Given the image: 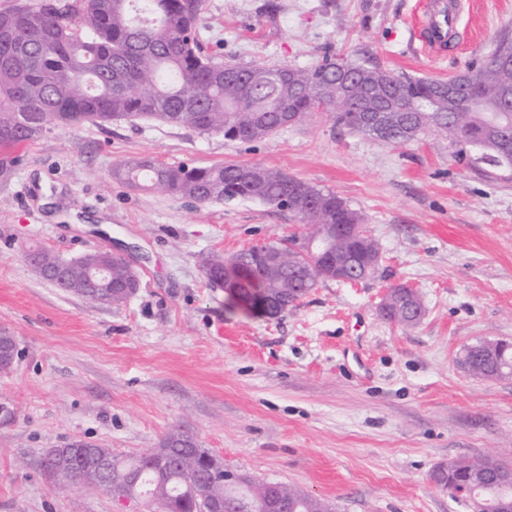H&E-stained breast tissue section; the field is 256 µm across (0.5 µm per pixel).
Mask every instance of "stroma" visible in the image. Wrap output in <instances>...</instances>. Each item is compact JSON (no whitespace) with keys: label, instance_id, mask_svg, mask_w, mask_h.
<instances>
[{"label":"stroma","instance_id":"35a3bbf8","mask_svg":"<svg viewBox=\"0 0 512 512\" xmlns=\"http://www.w3.org/2000/svg\"><path fill=\"white\" fill-rule=\"evenodd\" d=\"M418 0H203L213 61L308 68L324 55L445 80L512 36V0H467L448 54L416 53ZM0 174V330L19 359L0 373V512H147L40 467L84 439L114 454L190 435L226 470L283 483L334 512H471L431 480L456 458L512 468V378L465 372V347L512 341V171L458 160L429 133L389 146L315 112L258 142L115 121L51 124ZM259 164L336 193L378 243V274L326 281L275 319L231 305L206 261L301 226L253 200L199 204L113 179L121 162ZM119 248L140 272L122 306L40 278L26 254ZM416 289L402 327L379 306ZM386 312L381 314L388 321L396 322L402 326H413L419 321L416 313H423L424 306L419 293L411 288H391Z\"/></svg>","mask_w":512,"mask_h":512}]
</instances>
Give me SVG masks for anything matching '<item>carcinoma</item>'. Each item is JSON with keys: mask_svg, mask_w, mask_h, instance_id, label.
<instances>
[{"mask_svg": "<svg viewBox=\"0 0 512 512\" xmlns=\"http://www.w3.org/2000/svg\"><path fill=\"white\" fill-rule=\"evenodd\" d=\"M48 0H19L0 10V18L14 22L12 36L0 38V172L15 163L8 150L37 139L49 124L102 126L114 120L154 121L187 126L203 133L222 135L229 141L263 140L280 128V115L298 122L317 110L331 112L336 121L358 133L389 145L402 144L426 132L448 138L471 162L493 174L512 169V152L504 154L503 129L512 130V112H501L502 97L512 94V39L501 38L490 56L456 75L460 98L470 111L455 112L448 102H436L440 81L396 74L376 65L366 67L376 95L390 111L374 130L363 123L362 113L336 102L334 80L339 59L326 55L309 68H294L285 83L270 79L269 67H241L214 62L201 54L196 26L202 0H62L48 10ZM243 166H164L149 157L123 162L112 176L133 188L193 199L200 204L257 200L287 211L307 232L288 237L294 241L319 233L325 224H356L364 227L362 214L335 193L318 189L278 170L261 167L262 176L248 179ZM281 241L271 240L261 250L235 254L239 284L246 288L250 308L264 311L273 290L300 298L328 280L322 260L308 252H288L283 266L272 269L271 252ZM334 249L355 253L359 262L352 280L372 278L380 269L379 246L373 239L355 243L340 239ZM211 284L224 279V257L205 266ZM128 280L120 258L112 260L109 280L85 296L101 304L100 296ZM424 311L422 298L411 288L393 287L382 317L402 326L417 324ZM468 373L486 378L512 377V351L497 353L491 363L481 352L462 364ZM192 437L174 431L162 451L172 464L156 469L141 455L121 457L100 448L112 461V469L133 472L136 484L131 499H145L161 512H201L205 501L224 500L227 512H268L269 483L247 475L237 481L206 482L192 449ZM488 461H451L446 487L458 485L463 476L487 470ZM287 502L286 512H332L321 500L298 489L278 484ZM485 512H498L499 504L512 500V485L495 474L477 490Z\"/></svg>", "mask_w": 512, "mask_h": 512, "instance_id": "cac0c4a2", "label": "carcinoma"}]
</instances>
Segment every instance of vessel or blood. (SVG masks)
<instances>
[{
  "instance_id": "obj_1",
  "label": "vessel or blood",
  "mask_w": 512,
  "mask_h": 512,
  "mask_svg": "<svg viewBox=\"0 0 512 512\" xmlns=\"http://www.w3.org/2000/svg\"><path fill=\"white\" fill-rule=\"evenodd\" d=\"M424 22L412 33L418 50L436 59L448 49V42L460 25L461 0H426Z\"/></svg>"
}]
</instances>
